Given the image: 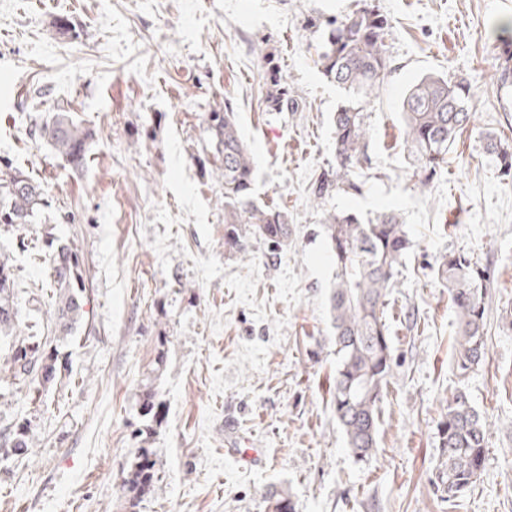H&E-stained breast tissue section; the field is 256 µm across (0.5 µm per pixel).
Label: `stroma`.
Segmentation results:
<instances>
[{"instance_id":"obj_1","label":"stroma","mask_w":512,"mask_h":512,"mask_svg":"<svg viewBox=\"0 0 512 512\" xmlns=\"http://www.w3.org/2000/svg\"><path fill=\"white\" fill-rule=\"evenodd\" d=\"M391 23V60L366 107L357 190L335 179L332 117L342 91L320 71L330 23L365 2ZM512 0H0V160L40 184L22 229L76 242L88 320L59 349L74 383L58 409L0 391V417L31 418L27 467L0 471V512H126L137 398L164 405L147 445L159 481L136 512H266L285 487L296 512H512V183L482 151L512 139V91L498 88L494 23ZM472 86L471 125L424 182L401 106L423 75ZM230 108L255 162L260 204L287 213L277 248L224 253V184L207 114ZM65 107L90 138L72 167L39 136ZM399 210L413 241L385 317L394 364L378 444L349 452L330 407L339 357L328 297L329 210ZM487 273L485 356L453 368L457 319L435 266L448 248ZM486 423L477 482L457 498L434 483L438 425L456 391ZM251 461L226 453L227 428Z\"/></svg>"}]
</instances>
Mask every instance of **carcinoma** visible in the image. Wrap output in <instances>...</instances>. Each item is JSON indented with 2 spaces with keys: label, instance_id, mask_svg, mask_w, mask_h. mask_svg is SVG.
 Listing matches in <instances>:
<instances>
[{
  "label": "carcinoma",
  "instance_id": "carcinoma-1",
  "mask_svg": "<svg viewBox=\"0 0 512 512\" xmlns=\"http://www.w3.org/2000/svg\"><path fill=\"white\" fill-rule=\"evenodd\" d=\"M501 49L497 84L512 87V29L497 27ZM390 24L376 5L365 6L330 29L319 54L323 76L344 94L333 115L336 152V190L351 189L353 169L365 158L367 128L365 105L379 88L390 59L386 40ZM471 86L465 79L450 81L428 74L406 93L402 118L410 156L430 180L447 164L448 152L457 135L470 123L466 102ZM209 132L215 158V173L224 180V253L240 254L249 237L279 245L288 240V215L261 205L253 197L254 160L231 112L209 113ZM40 137L68 164L78 167L85 160L89 134L70 113L58 109L39 128ZM486 154L496 162L501 177L512 181V146L495 136L485 137ZM42 201L38 182L18 167L0 169V233L14 232L31 223ZM324 239L333 265L330 288V318L340 363L331 387L332 406L347 448L362 461L377 447L380 403L392 369L389 330L384 315L385 298L395 287V275L411 246L408 229L394 209H383L366 219L354 212H328L324 216ZM46 278L55 298L54 332L41 336L33 315L22 318L14 270L0 261V341L10 342L8 371L11 384L28 386L30 401L49 410L42 393L72 375L68 360L54 342L72 335L83 321L90 303L86 271L73 243H61L52 229L44 230ZM437 275L448 288L458 319L453 364L460 375L475 369L485 355L484 318L487 276L472 257L448 251L438 261ZM140 416L146 421L137 432L143 446L128 462L124 489L130 507L139 495L154 489L159 480L154 452L144 447L142 436L159 422L162 403L156 393L139 400ZM30 421L24 417L0 425V466L21 462L29 455ZM441 466L435 483L450 488L455 498L477 480L486 457L483 419L465 394L458 390L448 400L439 424ZM268 512H295L288 490L267 492Z\"/></svg>",
  "mask_w": 512,
  "mask_h": 512
}]
</instances>
